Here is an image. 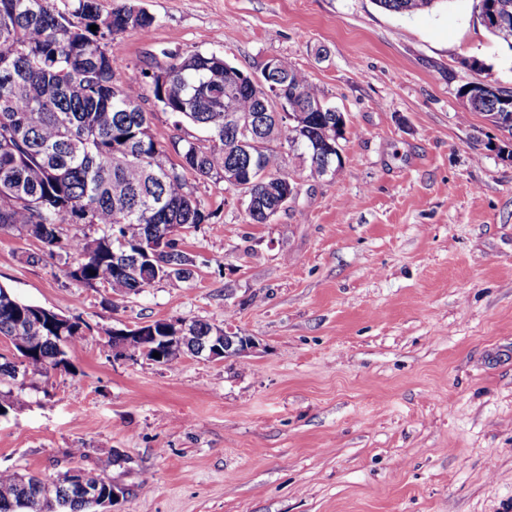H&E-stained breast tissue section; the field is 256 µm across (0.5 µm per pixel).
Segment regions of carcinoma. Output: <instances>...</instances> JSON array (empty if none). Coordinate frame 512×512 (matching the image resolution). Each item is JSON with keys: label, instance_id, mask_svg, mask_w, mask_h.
Wrapping results in <instances>:
<instances>
[{"label": "carcinoma", "instance_id": "carcinoma-1", "mask_svg": "<svg viewBox=\"0 0 512 512\" xmlns=\"http://www.w3.org/2000/svg\"><path fill=\"white\" fill-rule=\"evenodd\" d=\"M398 14H419L444 0H375ZM155 17L134 5L101 13L97 0H72L59 11L51 0H0V229L15 228L34 236L54 254L74 258L67 274L73 280L112 290L124 299L159 283L188 282L195 259L181 247V230L209 216L189 177L224 180L242 167L224 151V138L252 140L251 161L268 169L271 179L256 183L247 200L253 224L275 215L276 192L302 181L324 179V157L344 139L343 121L327 104L308 108L323 95L309 75L291 68L290 82L275 97L288 102L290 115L276 129V143L303 161L301 171H283L269 142L252 137L255 117L269 105L264 90L235 86L242 71L227 67L216 54L194 53L167 66L161 84L141 70L116 84L120 59L107 50L108 38L128 29L147 30ZM98 29L91 31L90 26ZM470 110L512 134V88L503 98L486 99L479 83L468 84ZM152 92L163 110L207 133L205 142H174L181 163L168 162L166 147L152 133L140 102ZM232 113L237 124L224 128ZM95 225L101 234L67 235L62 225ZM37 306L20 301L0 287V335L24 357L21 370L34 383L55 370H66L68 351L81 343L89 325L76 318L59 327L33 328ZM163 323L139 328L127 339L128 356L163 355L172 369L181 354L167 353L153 335ZM0 409H10L25 392L13 369L0 362ZM0 512H94L84 496L61 483L0 470Z\"/></svg>", "mask_w": 512, "mask_h": 512}]
</instances>
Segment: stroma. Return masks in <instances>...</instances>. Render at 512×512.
<instances>
[{"label":"stroma","instance_id":"1","mask_svg":"<svg viewBox=\"0 0 512 512\" xmlns=\"http://www.w3.org/2000/svg\"><path fill=\"white\" fill-rule=\"evenodd\" d=\"M156 23L113 41L119 77L215 53L306 71L346 118L335 177L266 224L194 182L211 216L181 233L186 283L115 302L68 258L0 230V287L85 321L70 367L0 418V467L73 466L125 485L111 512H502L512 501V135L464 85L512 87L479 0L407 16L374 0H98ZM141 105L179 163L176 125ZM42 253L40 263L26 257ZM199 319L251 336L175 369L114 356L107 332ZM85 449L84 458L69 456Z\"/></svg>","mask_w":512,"mask_h":512}]
</instances>
